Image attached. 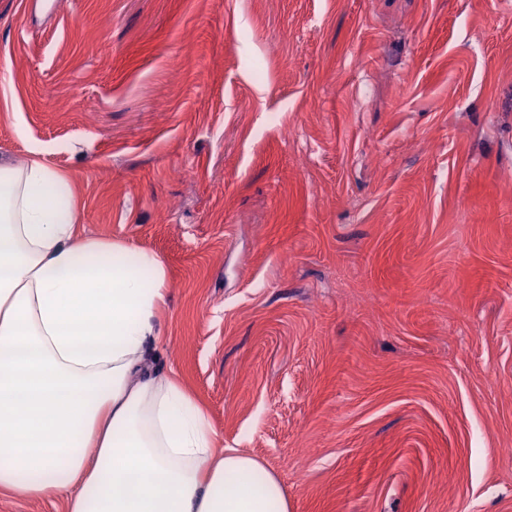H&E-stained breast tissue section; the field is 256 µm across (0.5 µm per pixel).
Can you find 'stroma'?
Listing matches in <instances>:
<instances>
[{
    "label": "stroma",
    "instance_id": "stroma-1",
    "mask_svg": "<svg viewBox=\"0 0 512 512\" xmlns=\"http://www.w3.org/2000/svg\"><path fill=\"white\" fill-rule=\"evenodd\" d=\"M0 156L159 254L155 371L293 512H512V5L0 0Z\"/></svg>",
    "mask_w": 512,
    "mask_h": 512
}]
</instances>
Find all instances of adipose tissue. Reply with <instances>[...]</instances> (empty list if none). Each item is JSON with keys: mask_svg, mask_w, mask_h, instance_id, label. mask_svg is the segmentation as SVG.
<instances>
[{"mask_svg": "<svg viewBox=\"0 0 512 512\" xmlns=\"http://www.w3.org/2000/svg\"><path fill=\"white\" fill-rule=\"evenodd\" d=\"M44 154L0 160V491L66 512H291L277 477L216 450L203 408L150 371L163 260L77 231Z\"/></svg>", "mask_w": 512, "mask_h": 512, "instance_id": "obj_1", "label": "adipose tissue"}]
</instances>
